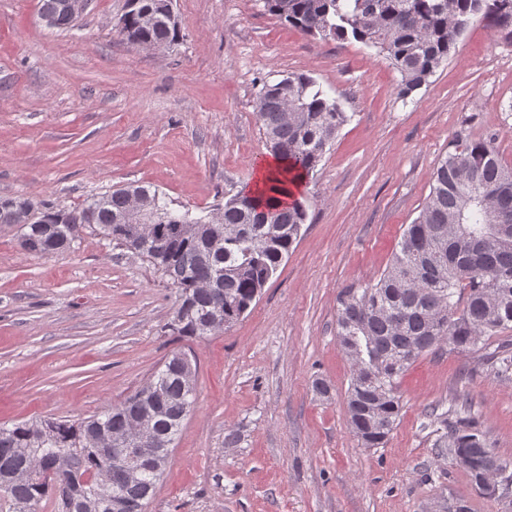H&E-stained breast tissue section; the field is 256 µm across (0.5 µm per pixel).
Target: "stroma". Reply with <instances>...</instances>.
Returning <instances> with one entry per match:
<instances>
[{"instance_id":"obj_1","label":"stroma","mask_w":512,"mask_h":512,"mask_svg":"<svg viewBox=\"0 0 512 512\" xmlns=\"http://www.w3.org/2000/svg\"><path fill=\"white\" fill-rule=\"evenodd\" d=\"M37 3L0 0V196L78 207L139 182L172 208L211 210L270 155L264 82L309 74L352 118L295 191L307 217L287 261L243 317L202 340L171 334L168 278L102 233L40 257L21 250L19 225L0 224V424L99 414L183 349L197 403L145 512H442L456 500L502 512L438 455L429 413L468 394L512 461V379L474 354L422 356L399 381L386 444L364 448L336 331L340 291L379 278L457 134H496L512 165V36L474 20L406 103L383 54L304 35L262 0H174L181 37L160 50L118 36L126 0H91L66 32Z\"/></svg>"}]
</instances>
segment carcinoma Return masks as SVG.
<instances>
[{
  "label": "carcinoma",
  "instance_id": "carcinoma-1",
  "mask_svg": "<svg viewBox=\"0 0 512 512\" xmlns=\"http://www.w3.org/2000/svg\"><path fill=\"white\" fill-rule=\"evenodd\" d=\"M63 0H40L38 17H55L53 27L68 31L77 20L60 9ZM139 0L121 18L118 35L160 49L180 39V28ZM267 11L301 33L339 41L354 40L388 58L400 74L398 98L405 101L429 82L452 53L469 23L480 18L512 35V0H264ZM256 116L271 154L284 161V176L266 188V197L242 189L218 209L223 243L211 246L206 233L175 231L207 224L169 208L150 186L129 184L67 208L23 195L0 197V224H20L21 236L43 242L41 255L69 252L84 227H95L118 245L146 258L177 291L170 330L183 339H203L224 331L256 301L296 243L306 220L292 196L288 174L316 170L350 116L307 73H292L263 84ZM496 135L468 141L457 135L433 173V185L419 216L408 225L376 283L348 287L338 295L337 340L353 368L346 396L352 433L365 448H379L401 412L398 380L423 355L448 347L479 352L485 342L512 328V166L502 164ZM152 200L150 223L168 238L162 248L130 238L121 227L130 194ZM221 311L224 326H210ZM173 356L123 402L97 416L78 420L22 421L0 425V500L9 512H36L53 499L69 512H109L103 496L122 498L145 512L157 482L147 470L133 482L95 434L124 435L145 412L155 427L169 464L196 390L171 372ZM495 376L512 377V343L482 358ZM441 424L434 447L456 458L472 448L478 473L467 472L483 495L512 506V462L491 448L467 399L432 408ZM57 455L69 467L48 471L39 460Z\"/></svg>",
  "mask_w": 512,
  "mask_h": 512
}]
</instances>
